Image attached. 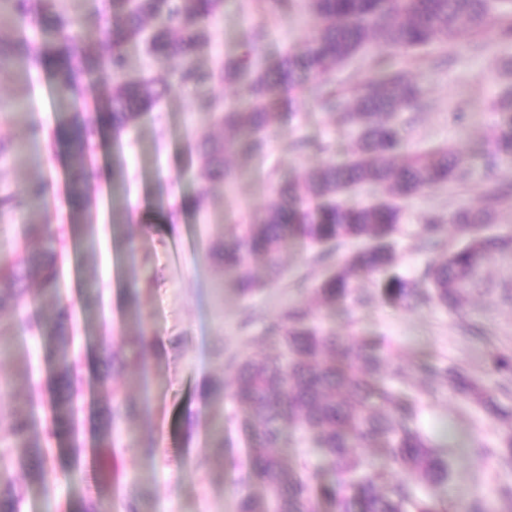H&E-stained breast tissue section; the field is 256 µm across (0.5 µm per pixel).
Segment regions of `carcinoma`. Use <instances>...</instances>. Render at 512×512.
<instances>
[{
	"mask_svg": "<svg viewBox=\"0 0 512 512\" xmlns=\"http://www.w3.org/2000/svg\"><path fill=\"white\" fill-rule=\"evenodd\" d=\"M317 21L315 34L297 51L279 54L275 63L252 69V56L267 39L253 35L250 51L239 62L206 67L198 57L211 48L209 21L223 11L224 0H101L102 25L92 32L81 18L61 9L57 0H0V70L25 62L51 70L58 93L78 102L94 70L107 67L115 79L104 104L88 121L75 114L57 131L67 148L74 198L90 196L89 175L95 135L110 130L119 136L131 130L171 89L169 76L194 92L196 111L206 116L215 135L197 140L198 175L202 181L233 180L228 160L264 153L265 132L279 119L272 111L286 89H309L326 107L357 131L352 158L327 164L278 184L273 199L249 224H230L224 241L213 247L225 271L242 293L257 283L252 264L265 259L267 276L282 273L279 255L300 240L330 251L347 240L368 245L351 253L316 288L326 302L357 293L359 276L384 275L383 296L395 303L435 301L450 310L461 308L475 277L497 254L512 252V236L485 237L480 231L494 223L485 206L460 207L444 219L430 216L421 232L432 239L443 223L455 224L473 237L439 262L428 264L417 278L392 272L396 256L392 240L404 210L402 203L424 189L456 181L481 155L488 180L487 198L498 203L512 196V183L494 177L503 163H512V96L498 103L502 117L488 147L469 153L445 146L415 155L403 153L399 111L417 107L418 90L397 67L393 54L449 41L462 31L482 28L502 44H512V0H306ZM31 18L52 35L34 43L8 28L12 18ZM142 40L158 73L150 78L126 77V44ZM378 48L371 75L345 100L329 74L365 47ZM248 77L243 92L247 105L228 104L213 89L226 79ZM382 187L386 197L367 205L344 200L359 186ZM44 184L32 182L17 192L0 195V217L24 214L42 200ZM25 242L10 258L0 256V310L9 307L22 326H36L58 345L54 374L57 388L49 400L52 434L63 439L67 466L76 470L87 453L75 398L83 385L82 361L71 345L69 319L61 303L58 256L66 247L65 226L26 220ZM36 273L41 288L32 296L24 287ZM54 302L51 314L26 308ZM276 352L248 357L232 365L226 394L243 411L256 432L259 447L250 461L249 478L266 492L262 506L249 496L237 512H319L320 504L335 512H448L425 493V485L448 481V459L437 452L419 425L418 396L394 387L407 379L401 368L383 374L385 360L374 340L326 332L311 321L304 307H292L267 326ZM115 375L139 364L146 337L110 350V329L99 337ZM416 370L428 387H447L482 408L496 424L499 441L487 454L512 461V410L502 406L480 379L453 369L442 371L421 363ZM490 373L512 382V355L491 357ZM133 407L112 392V425L129 418ZM297 428L318 453L316 462L285 465L277 449ZM0 432L7 447L0 450V512H22L24 495L14 490L12 475L29 474L40 483L49 472L47 452L32 434V407L19 403L0 413Z\"/></svg>",
	"mask_w": 512,
	"mask_h": 512,
	"instance_id": "1",
	"label": "carcinoma"
}]
</instances>
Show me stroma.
Here are the masks:
<instances>
[{
  "mask_svg": "<svg viewBox=\"0 0 512 512\" xmlns=\"http://www.w3.org/2000/svg\"><path fill=\"white\" fill-rule=\"evenodd\" d=\"M211 27L215 40L199 58L205 65L236 60L258 30L279 49L293 51L316 29L300 7L273 16L259 0H225L223 14ZM504 56L487 31L397 53L398 65L423 92L419 108L403 112L413 121L405 133L407 152L448 145L472 150L485 143L501 119L497 102L512 88V75L502 73ZM273 109L281 118L266 133L265 154L236 159L233 182L205 187L192 146L210 126L196 112L191 92L173 86L130 133L98 138L83 213L70 202L65 149L53 139L71 110L56 97L50 72L22 66L0 74V137L21 146L18 153L0 157V193L44 182V216L70 227L60 291L83 352L86 439L107 423L112 406L109 388L98 383L108 371L98 347L101 322L112 324V348L142 331L151 339L141 367L118 380L137 409L126 424L136 439L111 463L114 487L136 485L140 512H236L241 496H262V487L247 479L249 450L258 441L224 386L231 364L273 351L265 328L289 306L309 307L316 325L340 335L376 338L403 365L455 366L481 378L491 352H512V300L503 296L504 289H512V256L486 265L460 314L432 302L395 305L382 297L377 275L357 282L369 298L366 304L349 299L318 304L315 287L356 250L353 242L326 256L305 242H291L281 254L283 274L276 282L248 295L239 292L211 255L225 226L249 223L271 200L278 182L343 163L354 147V130L309 94L283 91ZM459 109L470 113V122L453 119ZM201 190L206 200L200 210L180 209L183 198ZM485 190L484 172L476 163L460 181L433 186L412 199L393 241L396 272L419 276L428 262L467 242L468 234L448 226L440 247L426 249L418 232L430 214L444 215L478 201ZM89 224L94 227L90 233L85 230ZM0 341L10 350L0 360V412L36 390L33 433L45 436L54 347L23 330L11 310L0 311ZM419 386L415 376L405 384L420 395L421 427L448 454V481L430 487L429 496L445 505L479 498L490 512H512V499L498 493L500 484L512 479V464L483 453L497 438L492 421L450 391L423 393ZM146 442L153 444V453L144 452ZM99 466L90 454L70 474L57 458L42 484L15 472V483L25 490L24 512H62L67 501L94 491L109 495L111 489L95 486L93 471Z\"/></svg>",
  "mask_w": 512,
  "mask_h": 512,
  "instance_id": "obj_1",
  "label": "stroma"
}]
</instances>
